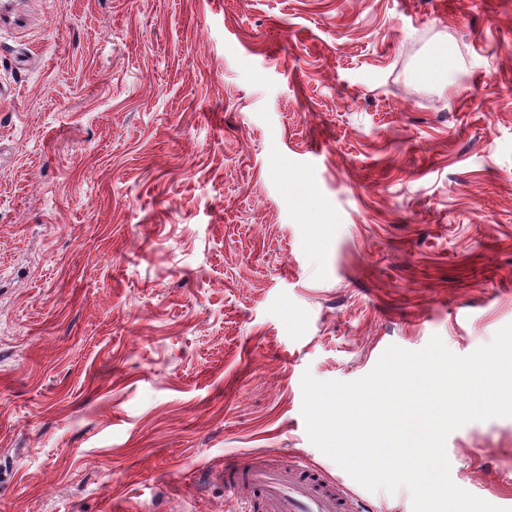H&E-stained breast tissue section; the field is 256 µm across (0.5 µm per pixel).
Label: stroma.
<instances>
[{"instance_id": "35a3bbf8", "label": "stroma", "mask_w": 512, "mask_h": 512, "mask_svg": "<svg viewBox=\"0 0 512 512\" xmlns=\"http://www.w3.org/2000/svg\"><path fill=\"white\" fill-rule=\"evenodd\" d=\"M510 323L512 0H0V512H239L253 454L412 512L304 372ZM446 454L512 512V417Z\"/></svg>"}]
</instances>
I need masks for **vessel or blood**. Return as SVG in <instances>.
Returning a JSON list of instances; mask_svg holds the SVG:
<instances>
[{"mask_svg": "<svg viewBox=\"0 0 512 512\" xmlns=\"http://www.w3.org/2000/svg\"><path fill=\"white\" fill-rule=\"evenodd\" d=\"M224 488L243 494L242 512H351L353 495L303 461L272 466L255 459L224 466Z\"/></svg>", "mask_w": 512, "mask_h": 512, "instance_id": "b4317fda", "label": "vessel or blood"}]
</instances>
